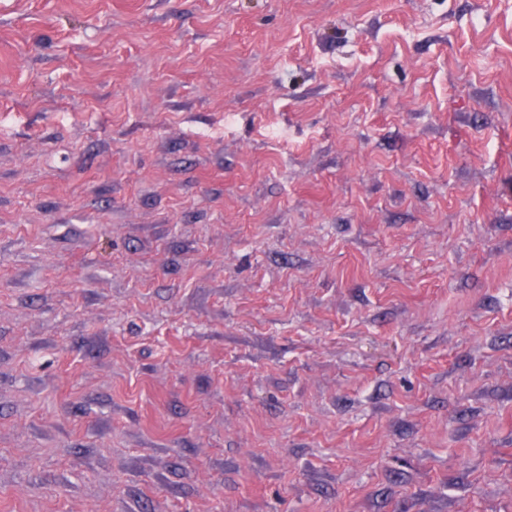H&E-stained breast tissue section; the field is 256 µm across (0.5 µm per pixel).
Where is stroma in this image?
<instances>
[{
    "instance_id": "35a3bbf8",
    "label": "stroma",
    "mask_w": 512,
    "mask_h": 512,
    "mask_svg": "<svg viewBox=\"0 0 512 512\" xmlns=\"http://www.w3.org/2000/svg\"><path fill=\"white\" fill-rule=\"evenodd\" d=\"M0 512H512V0H0Z\"/></svg>"
}]
</instances>
